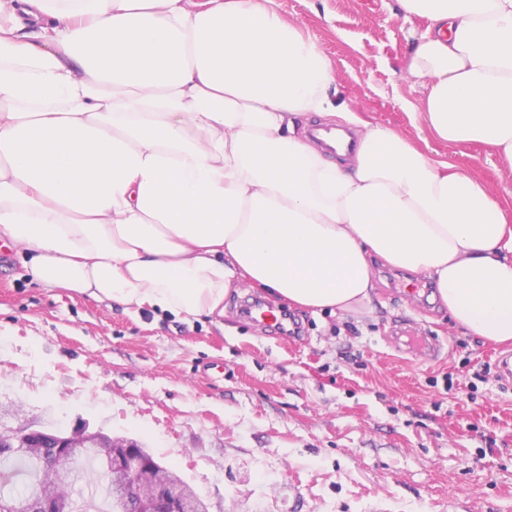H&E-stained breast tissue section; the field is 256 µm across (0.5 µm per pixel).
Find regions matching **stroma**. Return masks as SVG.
I'll list each match as a JSON object with an SVG mask.
<instances>
[{
    "label": "stroma",
    "instance_id": "1",
    "mask_svg": "<svg viewBox=\"0 0 512 512\" xmlns=\"http://www.w3.org/2000/svg\"><path fill=\"white\" fill-rule=\"evenodd\" d=\"M311 34L344 99L436 161L483 182L512 224V163L487 144L451 146L405 73L417 32L397 0H277ZM360 314H313L239 280L223 314L191 321L31 276L0 242V406L11 423L77 422L142 442L209 512H512V344L454 326L433 282L373 259ZM253 297L298 316L279 339L239 312ZM438 337L416 357L395 332Z\"/></svg>",
    "mask_w": 512,
    "mask_h": 512
}]
</instances>
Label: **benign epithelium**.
<instances>
[{
	"label": "benign epithelium",
	"mask_w": 512,
	"mask_h": 512,
	"mask_svg": "<svg viewBox=\"0 0 512 512\" xmlns=\"http://www.w3.org/2000/svg\"><path fill=\"white\" fill-rule=\"evenodd\" d=\"M85 452H100L97 483L112 494L113 512H197L199 503L189 499L180 486L159 484L148 496L141 493L147 471L155 464L138 452L133 442L80 425L60 432L32 424L0 425V455L29 453L39 456L43 471L57 477L65 466ZM70 500L41 494L31 503L11 507L13 512H70Z\"/></svg>",
	"instance_id": "benign-epithelium-1"
}]
</instances>
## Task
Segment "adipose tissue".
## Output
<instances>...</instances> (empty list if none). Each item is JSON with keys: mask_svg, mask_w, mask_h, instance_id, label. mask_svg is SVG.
I'll return each mask as SVG.
<instances>
[{"mask_svg": "<svg viewBox=\"0 0 512 512\" xmlns=\"http://www.w3.org/2000/svg\"><path fill=\"white\" fill-rule=\"evenodd\" d=\"M407 72L451 144L512 163V0H398ZM354 127L347 165L300 128ZM0 240L32 277L184 320L246 278L358 313L371 257L422 274L470 335L512 342V226L474 176L360 119L275 0H0Z\"/></svg>", "mask_w": 512, "mask_h": 512, "instance_id": "adipose-tissue-1", "label": "adipose tissue"}]
</instances>
